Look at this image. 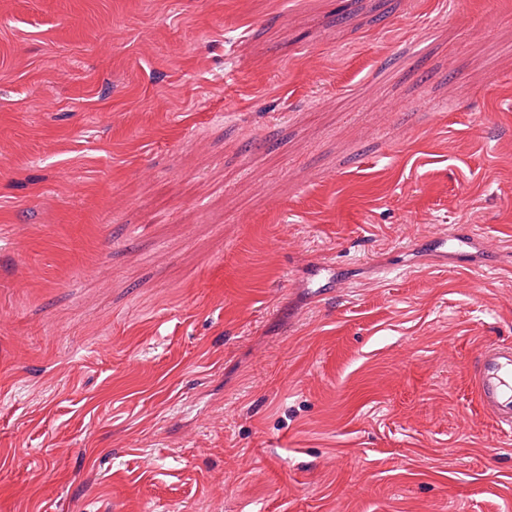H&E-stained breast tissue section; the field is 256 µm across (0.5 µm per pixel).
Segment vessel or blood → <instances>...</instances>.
Instances as JSON below:
<instances>
[{"mask_svg":"<svg viewBox=\"0 0 512 512\" xmlns=\"http://www.w3.org/2000/svg\"><path fill=\"white\" fill-rule=\"evenodd\" d=\"M439 256H453L467 266L477 252L476 237L452 233L430 243ZM472 381L482 408L501 426L512 429V345L484 346Z\"/></svg>","mask_w":512,"mask_h":512,"instance_id":"b4317fda","label":"vessel or blood"}]
</instances>
